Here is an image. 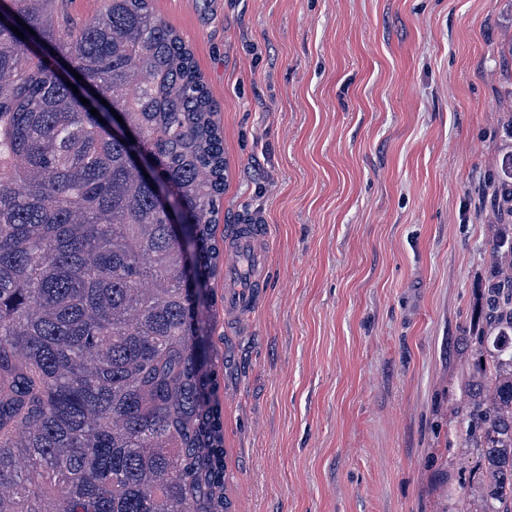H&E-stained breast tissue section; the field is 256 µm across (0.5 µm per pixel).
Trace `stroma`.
<instances>
[{
  "mask_svg": "<svg viewBox=\"0 0 512 512\" xmlns=\"http://www.w3.org/2000/svg\"><path fill=\"white\" fill-rule=\"evenodd\" d=\"M220 108L219 231L256 220L247 313L209 286L235 512H481L462 373L512 154V0H153Z\"/></svg>",
  "mask_w": 512,
  "mask_h": 512,
  "instance_id": "35a3bbf8",
  "label": "stroma"
}]
</instances>
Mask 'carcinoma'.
<instances>
[{"instance_id": "cac0c4a2", "label": "carcinoma", "mask_w": 512, "mask_h": 512, "mask_svg": "<svg viewBox=\"0 0 512 512\" xmlns=\"http://www.w3.org/2000/svg\"><path fill=\"white\" fill-rule=\"evenodd\" d=\"M66 6L0 0V512H231L222 356L186 278L224 258L219 109L152 0ZM485 189L501 232L461 423L481 512H512V154ZM104 0H72L68 1V18L80 23L97 15L104 6Z\"/></svg>"}]
</instances>
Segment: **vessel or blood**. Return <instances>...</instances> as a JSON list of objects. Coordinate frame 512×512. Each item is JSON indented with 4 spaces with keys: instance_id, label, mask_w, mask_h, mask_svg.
Segmentation results:
<instances>
[{
    "instance_id": "obj_1",
    "label": "vessel or blood",
    "mask_w": 512,
    "mask_h": 512,
    "mask_svg": "<svg viewBox=\"0 0 512 512\" xmlns=\"http://www.w3.org/2000/svg\"><path fill=\"white\" fill-rule=\"evenodd\" d=\"M268 243L262 227L237 225L233 245L224 256V306L240 314L257 303L255 293L267 274Z\"/></svg>"
}]
</instances>
